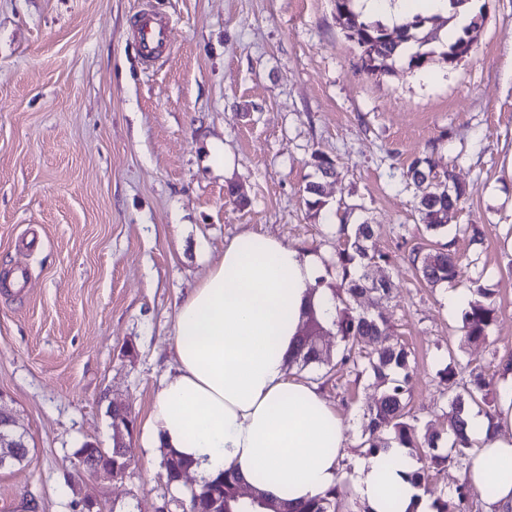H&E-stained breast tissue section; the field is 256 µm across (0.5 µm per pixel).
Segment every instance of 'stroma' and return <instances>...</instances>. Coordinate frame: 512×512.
I'll return each mask as SVG.
<instances>
[{"label":"stroma","instance_id":"obj_1","mask_svg":"<svg viewBox=\"0 0 512 512\" xmlns=\"http://www.w3.org/2000/svg\"><path fill=\"white\" fill-rule=\"evenodd\" d=\"M486 19L469 57L362 71L334 0H0V404L30 452L0 469V512H157L176 498L148 449L155 390L173 365L180 303L235 236H271L322 255L325 285L340 224L376 228L392 298H361L411 352L418 434H448L436 373L483 365L495 388L512 351V0H476ZM165 18L171 51L142 64L133 23ZM333 159L321 178L313 152ZM431 155L468 199L452 224L484 233L477 267L450 288L407 260L424 227L412 161ZM320 181L324 207L304 187ZM239 186V207L227 194ZM499 308L486 343L460 347L447 291L473 280ZM346 426L351 472L369 437V378L320 384ZM132 413L131 465L117 482L78 479L76 451L112 445L111 402Z\"/></svg>","mask_w":512,"mask_h":512}]
</instances>
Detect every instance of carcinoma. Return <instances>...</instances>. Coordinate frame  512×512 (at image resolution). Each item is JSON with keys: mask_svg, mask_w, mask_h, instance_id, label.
<instances>
[{"mask_svg": "<svg viewBox=\"0 0 512 512\" xmlns=\"http://www.w3.org/2000/svg\"><path fill=\"white\" fill-rule=\"evenodd\" d=\"M354 2L335 0L336 19L360 49V59L367 73L389 72L390 63L398 59L399 48L410 43L416 45V50L408 55V65L419 67L430 57L431 52L426 46L438 40L436 21L440 17L416 14L407 23L391 28L380 20L362 19L353 8ZM407 176L419 189L416 211L426 232L434 237H448L446 243L429 240L413 247L409 262L419 280L432 287L447 284L456 278L463 258L455 248L456 241L462 236L472 244H479L482 230L473 224L437 223L435 216L457 209L467 190L448 191V172L439 176L434 174L430 157L415 159L408 167ZM374 234L370 224H355L350 229L341 225L340 241L336 244V286L328 288L332 307L325 320L314 311L310 313L291 363L302 368L325 367L323 377L328 382L334 377L352 375L358 381L364 375H370L377 395L364 413L367 427L374 432L365 441V455L390 450V443L378 435L380 429L388 428L402 447L428 449V467L439 471L454 461L461 463L468 458L471 441L466 433L467 408L480 400L489 407L487 417L493 419L498 406L497 393L481 367L470 362L463 365L449 357L448 364L437 372V377L438 385L448 389V421L454 441L449 452L440 453L435 437H418L415 418L410 412V352L398 341L388 343L383 340L387 335V323L383 318L363 315L354 307L355 298L366 292L364 286L370 269L389 261L388 254L373 246ZM472 295L462 312V346L486 341L497 317V307L491 300L489 289L477 284L472 288ZM324 330L337 338L335 356L332 347L307 336L311 331ZM371 343L377 347L365 351V346ZM426 468L410 474L413 485L422 486ZM241 487L240 479L226 472L224 477L190 490L187 500L181 503L182 512H341L344 508L337 500L334 488L319 498L290 506L256 495L243 498ZM474 495L475 487L468 480L456 489L453 503L436 501V512H472Z\"/></svg>", "mask_w": 512, "mask_h": 512, "instance_id": "cac0c4a2", "label": "carcinoma"}]
</instances>
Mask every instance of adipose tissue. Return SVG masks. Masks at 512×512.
<instances>
[{"label":"adipose tissue","mask_w":512,"mask_h":512,"mask_svg":"<svg viewBox=\"0 0 512 512\" xmlns=\"http://www.w3.org/2000/svg\"><path fill=\"white\" fill-rule=\"evenodd\" d=\"M365 15L399 25L416 13L447 14L448 0H359ZM321 257L268 236L244 234L180 304L173 326L175 367L160 382L148 417L152 448L182 458L198 484L231 471L267 498L304 502L342 479L347 439L340 415L316 384L288 375L308 309L328 308ZM501 428L468 413L475 446L467 474L493 485L485 512H512V373L497 409ZM405 448L357 458L350 476L370 512H432L408 479Z\"/></svg>","instance_id":"ef3b65f1"}]
</instances>
